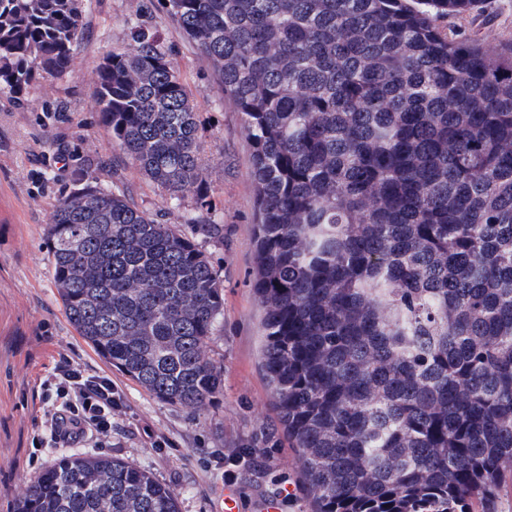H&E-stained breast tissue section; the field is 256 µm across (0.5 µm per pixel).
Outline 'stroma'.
I'll use <instances>...</instances> for the list:
<instances>
[{
  "instance_id": "obj_1",
  "label": "stroma",
  "mask_w": 512,
  "mask_h": 512,
  "mask_svg": "<svg viewBox=\"0 0 512 512\" xmlns=\"http://www.w3.org/2000/svg\"><path fill=\"white\" fill-rule=\"evenodd\" d=\"M449 29L493 45L512 41V0H488L484 14L448 17ZM151 34L177 66L204 120L203 178L224 226L201 245L224 285V310L207 341L224 366V387L208 408L192 414L155 398L109 364L77 335L53 286L47 224L57 198L94 176L106 189L126 191L140 209L166 224L194 208L175 203L146 182L99 122L93 71L108 52H122L138 32ZM72 71L34 86L25 105L0 99V512L13 505L36 475L28 465L32 437L46 414L41 378L61 359L108 371L123 395L112 416V437L45 449L42 465L65 455H109L130 462L173 489L178 512H224L225 458L274 414L261 367L262 312L253 292L256 191L249 175L244 121L216 83L209 61L188 41L158 0H89ZM240 512H260L287 491L281 512H307L296 484L292 452L269 460L266 477L237 483Z\"/></svg>"
}]
</instances>
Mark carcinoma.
<instances>
[{
  "mask_svg": "<svg viewBox=\"0 0 512 512\" xmlns=\"http://www.w3.org/2000/svg\"><path fill=\"white\" fill-rule=\"evenodd\" d=\"M87 0H0V97L72 69ZM485 0H159L244 118L262 371L274 418L230 476L290 448L311 512H497L512 484V43L439 20ZM100 124L177 201L161 224L85 179L48 242L68 322L122 375L198 413L224 290L200 117L144 34L96 68ZM13 512H177L120 459L66 455Z\"/></svg>",
  "mask_w": 512,
  "mask_h": 512,
  "instance_id": "carcinoma-1",
  "label": "carcinoma"
}]
</instances>
